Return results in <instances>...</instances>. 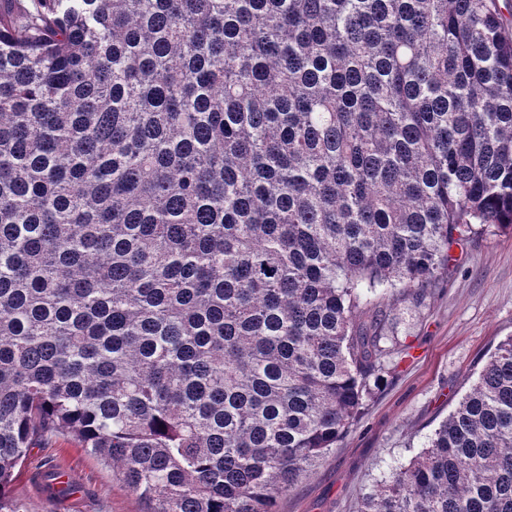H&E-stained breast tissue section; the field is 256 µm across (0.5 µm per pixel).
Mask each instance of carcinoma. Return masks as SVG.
Here are the masks:
<instances>
[{"label":"carcinoma","instance_id":"obj_1","mask_svg":"<svg viewBox=\"0 0 512 512\" xmlns=\"http://www.w3.org/2000/svg\"><path fill=\"white\" fill-rule=\"evenodd\" d=\"M0 0V512L70 435L145 512H276L393 290L512 233L507 0ZM360 512H512V336Z\"/></svg>","mask_w":512,"mask_h":512}]
</instances>
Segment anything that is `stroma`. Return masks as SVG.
<instances>
[{"label": "stroma", "instance_id": "35a3bbf8", "mask_svg": "<svg viewBox=\"0 0 512 512\" xmlns=\"http://www.w3.org/2000/svg\"><path fill=\"white\" fill-rule=\"evenodd\" d=\"M448 282L423 304L386 295L383 345L409 346L367 401L357 427L277 503L278 512H359L390 469L418 455L456 407L497 345L512 336V234L484 231L453 248ZM68 461L83 486L80 506L49 510L25 484L41 462ZM12 495L24 512H143V503L108 465L67 436L32 449Z\"/></svg>", "mask_w": 512, "mask_h": 512}]
</instances>
